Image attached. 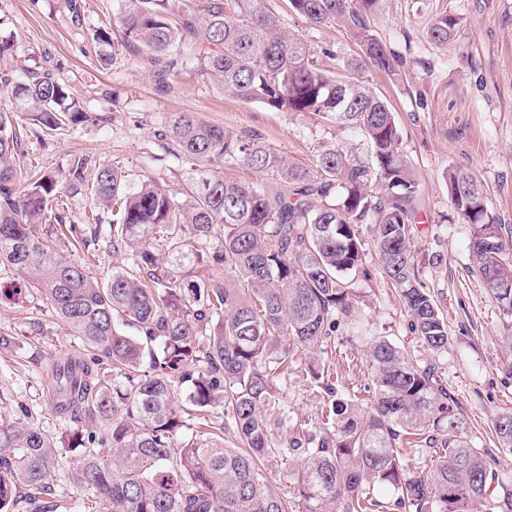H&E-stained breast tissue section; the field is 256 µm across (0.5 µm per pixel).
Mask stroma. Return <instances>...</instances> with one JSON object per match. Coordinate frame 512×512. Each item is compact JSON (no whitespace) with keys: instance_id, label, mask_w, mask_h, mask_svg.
<instances>
[{"instance_id":"1","label":"stroma","mask_w":512,"mask_h":512,"mask_svg":"<svg viewBox=\"0 0 512 512\" xmlns=\"http://www.w3.org/2000/svg\"><path fill=\"white\" fill-rule=\"evenodd\" d=\"M82 21L72 25L64 0H0V39L13 46L10 65L16 79L25 71L48 70L69 85L91 122L78 129L48 131L17 114L23 165L56 180V192L77 224L92 223L97 210L83 186L62 180L74 158L86 155L112 163L130 182L162 179L173 192L186 185L187 163L169 157L156 137L172 114L187 113L237 134L258 133L290 164L311 170L320 151L334 146L366 154L365 139L341 130L312 113L275 112L225 96L193 58L168 63L125 43L113 31L111 45L93 40L121 0H81ZM457 13L463 27L457 40L442 47L427 35L431 18L443 10ZM286 30L301 36L324 68L341 72L358 46L337 26H314L288 13ZM375 34L404 57L398 76L364 68L365 83L386 97L401 131V150L421 185L419 222L412 230L418 259L441 255L424 275L448 323L450 343L433 354L419 347L395 288L380 275L354 285L372 335L384 336L420 359L434 361L454 394L473 440L497 460L501 488L512 489V453L499 447L493 422L512 412V352L503 344V316L483 282L470 272L471 227L446 221L450 213L445 173L469 170L483 185L501 223L512 225V0H381L371 18ZM117 62L102 68L99 56ZM0 410L24 412L31 422L55 435H68L73 423L59 420L45 377L52 361L78 357L80 340L69 334L35 290L0 298ZM333 355L343 391L365 399L364 373L358 364L366 342L335 338ZM292 420L316 422L322 397L305 377L289 374L278 383ZM75 455L64 452L52 482L59 491L56 512H99L93 492L69 484L64 472Z\"/></svg>"}]
</instances>
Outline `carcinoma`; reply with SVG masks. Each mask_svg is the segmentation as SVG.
I'll use <instances>...</instances> for the list:
<instances>
[{"label":"carcinoma","mask_w":512,"mask_h":512,"mask_svg":"<svg viewBox=\"0 0 512 512\" xmlns=\"http://www.w3.org/2000/svg\"><path fill=\"white\" fill-rule=\"evenodd\" d=\"M287 3L312 25L348 30L362 55L344 72H328L268 0H207L201 14L181 16L175 0H122L113 23L127 44L159 59L202 38L208 50L199 63L224 94L276 112H314L360 133L368 154L326 148L310 172L256 133L239 136L181 113L156 136L190 164L188 200L155 178L132 185L113 164L75 160L68 177L78 184L94 165L91 191L111 212L107 241L126 259L105 278L57 248L63 237L90 251L102 220L72 223L51 180L21 179L12 120L24 112L39 127L69 131L90 115L52 73L28 72L15 82L0 69V83L17 100L15 110L0 109V265L37 289L91 352L58 362L52 377L54 413L94 424L67 439L77 453L71 480L96 494L102 512H372L382 503L391 512H512L511 491L492 496L496 460L468 436L435 364L371 337L372 396L357 404L322 359L339 332L362 327L352 284L371 279L368 246L379 274L398 288L421 347L446 351L448 324L411 246L420 184L390 103L359 76L366 65L394 74L403 64L370 27L379 0ZM461 28V17L446 10L430 20L428 35L446 45ZM226 165L270 173L281 190L272 196L261 185L226 180ZM377 182L381 192L369 190ZM446 183L453 213L472 229V273L500 309L512 347V226L489 211L472 173L450 168ZM214 238L212 252L197 248ZM159 242L166 261L155 252ZM187 261L197 271L219 265L224 276L190 279ZM299 352L308 355L305 375L322 391L325 414L315 426L293 424L278 441L270 418L290 419L277 381ZM181 393L203 426L182 442ZM494 432L499 447L512 448V413L495 419ZM226 434L236 447H224ZM403 443L431 464L410 468ZM59 455L52 433L0 414V512H54L50 479ZM276 458L287 459L298 492L292 500L263 466Z\"/></svg>","instance_id":"carcinoma-1"}]
</instances>
